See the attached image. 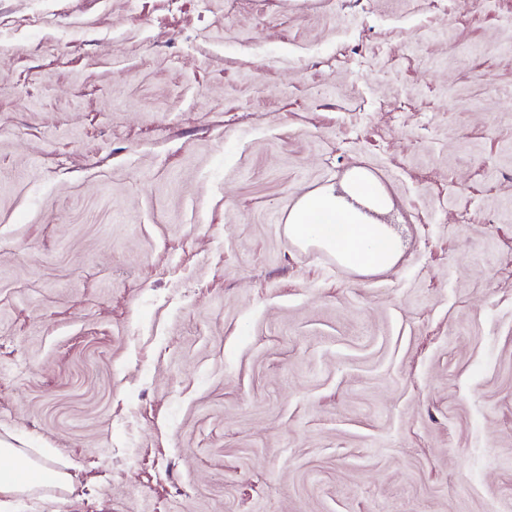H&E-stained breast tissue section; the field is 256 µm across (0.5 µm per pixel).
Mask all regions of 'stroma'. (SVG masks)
Listing matches in <instances>:
<instances>
[{
	"instance_id": "stroma-1",
	"label": "stroma",
	"mask_w": 512,
	"mask_h": 512,
	"mask_svg": "<svg viewBox=\"0 0 512 512\" xmlns=\"http://www.w3.org/2000/svg\"><path fill=\"white\" fill-rule=\"evenodd\" d=\"M16 512H512V0H0ZM355 166L398 262L294 246ZM0 458L7 461L6 466L0 468V511L12 512L15 499L20 495H29L44 488H58L68 490L71 478L68 474L41 466L37 460L31 458L25 448H17L12 443L0 439ZM33 470L48 471L52 480L47 483L25 479L24 473Z\"/></svg>"
}]
</instances>
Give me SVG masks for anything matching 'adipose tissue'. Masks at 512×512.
<instances>
[{"instance_id": "obj_1", "label": "adipose tissue", "mask_w": 512, "mask_h": 512, "mask_svg": "<svg viewBox=\"0 0 512 512\" xmlns=\"http://www.w3.org/2000/svg\"><path fill=\"white\" fill-rule=\"evenodd\" d=\"M390 202L379 184L364 170L351 169L341 184L326 185L303 195L288 215L292 241L323 248L340 264L359 271L390 268L398 260L401 240L382 216ZM0 512H11L18 496L42 490V483L27 479L38 469L26 449L0 439Z\"/></svg>"}]
</instances>
